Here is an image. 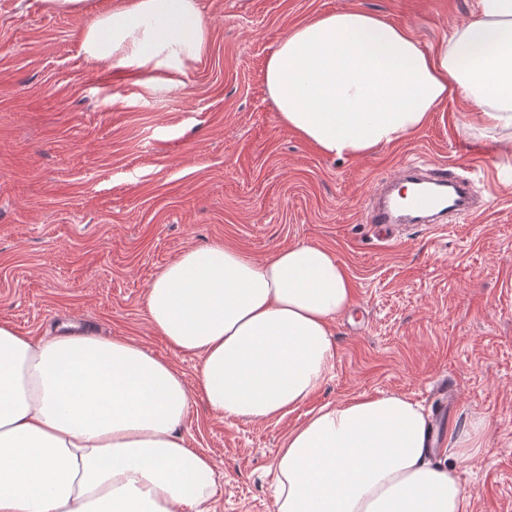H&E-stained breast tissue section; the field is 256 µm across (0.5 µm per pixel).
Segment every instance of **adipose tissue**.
Segmentation results:
<instances>
[{"label": "adipose tissue", "mask_w": 512, "mask_h": 512, "mask_svg": "<svg viewBox=\"0 0 512 512\" xmlns=\"http://www.w3.org/2000/svg\"><path fill=\"white\" fill-rule=\"evenodd\" d=\"M474 8L436 51L365 12L296 26L265 63L280 122L337 158L405 139L460 95L486 127L512 130V0ZM207 40L198 0H127L91 16L82 43L99 63L178 69ZM352 302L344 267L309 243L263 261L190 248L145 297L153 331L200 358L208 409L251 421L294 412L324 384L331 326ZM189 405L177 368L133 340L35 338L1 320L0 512H212L213 464L179 433ZM434 456L404 396L324 404L286 436L276 512H469L455 466Z\"/></svg>", "instance_id": "adipose-tissue-1"}]
</instances>
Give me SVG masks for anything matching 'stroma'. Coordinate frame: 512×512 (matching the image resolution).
I'll use <instances>...</instances> for the list:
<instances>
[{"mask_svg":"<svg viewBox=\"0 0 512 512\" xmlns=\"http://www.w3.org/2000/svg\"><path fill=\"white\" fill-rule=\"evenodd\" d=\"M207 46L178 70L90 61L81 17L0 0V320L35 337L79 318L174 364L191 390L180 426L215 474L216 512H276L284 437L324 403L388 392L435 415L456 397L437 459L484 421L457 461L471 512H512V135L458 97L408 138L328 158L281 125L264 81L291 29L364 10L426 48L468 22L474 0H199ZM462 167L488 208L449 224H397L384 240L366 204L410 165ZM257 260L328 249L351 310L332 327L336 366L279 420L219 417L195 395L200 361L150 327L146 291L191 247Z\"/></svg>","mask_w":512,"mask_h":512,"instance_id":"35a3bbf8","label":"stroma"}]
</instances>
